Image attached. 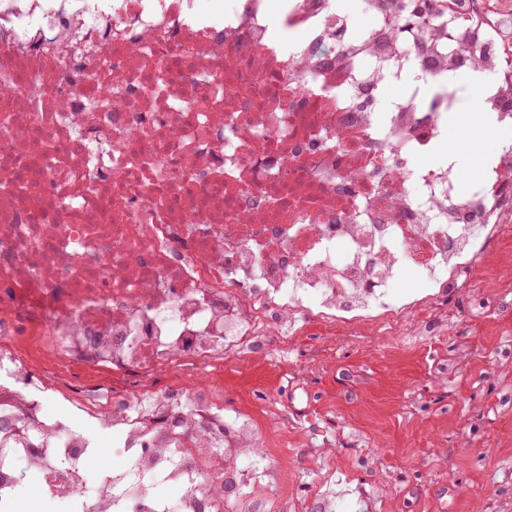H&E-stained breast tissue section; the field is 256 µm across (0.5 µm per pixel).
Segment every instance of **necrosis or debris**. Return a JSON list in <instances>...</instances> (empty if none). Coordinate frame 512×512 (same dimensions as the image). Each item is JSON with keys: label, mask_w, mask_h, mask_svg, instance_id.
Returning <instances> with one entry per match:
<instances>
[{"label": "necrosis or debris", "mask_w": 512, "mask_h": 512, "mask_svg": "<svg viewBox=\"0 0 512 512\" xmlns=\"http://www.w3.org/2000/svg\"><path fill=\"white\" fill-rule=\"evenodd\" d=\"M271 2L0 0V505L337 512L332 470L299 495L271 461L297 413L267 390L225 406L202 372L312 363L326 349H300L306 336H444L459 288L489 305L512 150L466 185L441 148L449 76L511 63L512 43L467 42L472 0L413 23L374 0ZM408 271L430 293L390 297ZM59 365L80 377L53 383ZM97 432L125 463L87 495Z\"/></svg>", "instance_id": "necrosis-or-debris-1"}]
</instances>
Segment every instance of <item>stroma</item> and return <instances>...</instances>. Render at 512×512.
<instances>
[{"instance_id": "1", "label": "stroma", "mask_w": 512, "mask_h": 512, "mask_svg": "<svg viewBox=\"0 0 512 512\" xmlns=\"http://www.w3.org/2000/svg\"><path fill=\"white\" fill-rule=\"evenodd\" d=\"M507 302L477 311L466 292L449 305V333L432 345L405 336H335L313 388L291 382L289 362L255 367L228 361L224 397L280 388L285 403L308 413L288 439L291 454L319 443L334 420L341 438L326 456L336 463L337 489L366 512L362 492L380 494L376 512H512V375L492 365L512 351ZM491 496H484V487Z\"/></svg>"}]
</instances>
